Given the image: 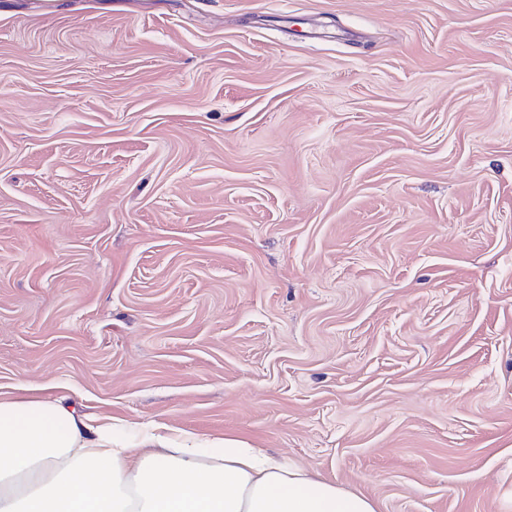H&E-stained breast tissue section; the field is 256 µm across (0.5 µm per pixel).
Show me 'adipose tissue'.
Instances as JSON below:
<instances>
[{"label":"adipose tissue","mask_w":512,"mask_h":512,"mask_svg":"<svg viewBox=\"0 0 512 512\" xmlns=\"http://www.w3.org/2000/svg\"><path fill=\"white\" fill-rule=\"evenodd\" d=\"M0 512H377L238 438L0 398Z\"/></svg>","instance_id":"adipose-tissue-1"}]
</instances>
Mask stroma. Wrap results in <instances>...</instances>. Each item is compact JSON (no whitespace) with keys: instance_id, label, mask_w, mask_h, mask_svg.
Returning <instances> with one entry per match:
<instances>
[{"instance_id":"35a3bbf8","label":"stroma","mask_w":512,"mask_h":512,"mask_svg":"<svg viewBox=\"0 0 512 512\" xmlns=\"http://www.w3.org/2000/svg\"><path fill=\"white\" fill-rule=\"evenodd\" d=\"M512 512V0H0V396Z\"/></svg>"}]
</instances>
